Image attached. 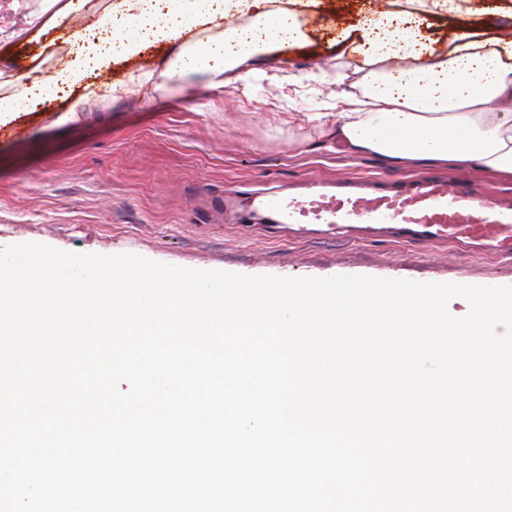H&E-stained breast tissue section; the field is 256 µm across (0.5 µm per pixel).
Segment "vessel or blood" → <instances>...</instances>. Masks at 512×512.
I'll use <instances>...</instances> for the list:
<instances>
[{"instance_id": "obj_1", "label": "vessel or blood", "mask_w": 512, "mask_h": 512, "mask_svg": "<svg viewBox=\"0 0 512 512\" xmlns=\"http://www.w3.org/2000/svg\"><path fill=\"white\" fill-rule=\"evenodd\" d=\"M246 201L296 236L314 226L369 238L396 233L428 244L467 245L477 254L512 256V195L486 194L472 180L451 184L425 175L388 186L316 177L304 193L259 191Z\"/></svg>"}]
</instances>
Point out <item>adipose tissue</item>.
I'll use <instances>...</instances> for the list:
<instances>
[{
	"label": "adipose tissue",
	"instance_id": "adipose-tissue-1",
	"mask_svg": "<svg viewBox=\"0 0 512 512\" xmlns=\"http://www.w3.org/2000/svg\"><path fill=\"white\" fill-rule=\"evenodd\" d=\"M271 0H41L17 30L57 28L81 9L102 11L110 23L103 43L77 54L46 78L34 67L22 73L10 90L0 92V123L9 122L36 98L54 96L58 84L83 85L85 99L116 100L128 93L126 83L87 82L90 68L109 65L116 53H133L148 38L173 42L166 83L203 79L222 89L260 78L257 56L269 45L303 41L290 9H274ZM236 11L246 24L225 27L224 16ZM394 11L367 19L359 38L347 46L354 57L356 80L326 70L310 78L331 85L336 109L332 130L338 143L355 155L374 154L394 166L412 163L476 168L512 175V38L481 39L464 32L444 48L423 43L413 28L398 23ZM202 28L203 36L184 40L185 32Z\"/></svg>",
	"mask_w": 512,
	"mask_h": 512
}]
</instances>
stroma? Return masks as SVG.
Here are the masks:
<instances>
[{
  "mask_svg": "<svg viewBox=\"0 0 512 512\" xmlns=\"http://www.w3.org/2000/svg\"><path fill=\"white\" fill-rule=\"evenodd\" d=\"M461 16L419 13L413 26L436 47L455 34L489 38L512 26V0H468ZM373 0H312L301 10L298 46L276 45L256 66L269 80L259 89H210L190 81L166 92L145 88L114 102L81 101V87L21 113L20 134L0 136V248L41 243L78 253H132L185 268L249 276L365 275L418 282L512 286V260L471 255L457 245L401 240H299L253 231L258 216L224 213V194L297 187L310 178L436 174L470 170L419 164L401 168L372 155L354 156L308 121L324 112L329 86L305 82L316 68L353 72L345 52L373 16ZM70 45L50 35L29 40L0 31V71L23 73L42 56L53 76ZM171 44L145 43L92 70L90 80L126 81L159 73ZM288 85L290 99L280 95Z\"/></svg>",
  "mask_w": 512,
  "mask_h": 512,
  "instance_id": "obj_1",
  "label": "stroma"
}]
</instances>
